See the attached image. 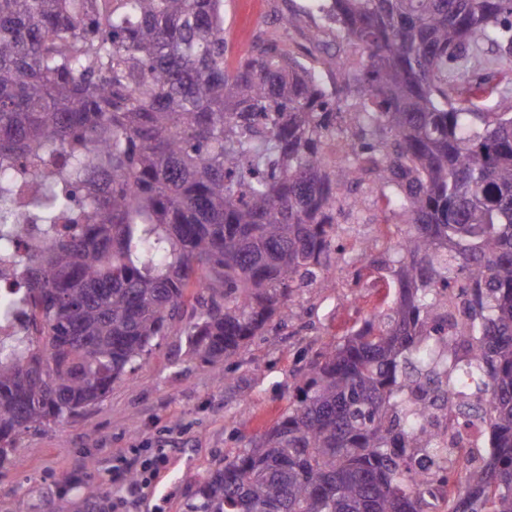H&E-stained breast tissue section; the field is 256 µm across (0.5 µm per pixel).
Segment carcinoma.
I'll return each mask as SVG.
<instances>
[{"label":"carcinoma","instance_id":"carcinoma-1","mask_svg":"<svg viewBox=\"0 0 512 512\" xmlns=\"http://www.w3.org/2000/svg\"><path fill=\"white\" fill-rule=\"evenodd\" d=\"M309 9L364 48L332 87L271 40L228 66L224 0H0V247L46 232L15 260L24 290L0 294V319H26L0 357V464L102 402L177 322L223 381L297 289L335 287L321 271L367 170L408 227L395 298L317 354L302 397L188 512H430L417 462L457 472L444 512H512V112L472 111L497 85L448 77L484 44L509 59L512 0ZM338 120L352 141L332 164ZM440 398L487 421L489 455L439 447L424 417Z\"/></svg>","mask_w":512,"mask_h":512}]
</instances>
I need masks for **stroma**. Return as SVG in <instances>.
I'll list each match as a JSON object with an SVG mask.
<instances>
[{"label": "stroma", "instance_id": "obj_1", "mask_svg": "<svg viewBox=\"0 0 512 512\" xmlns=\"http://www.w3.org/2000/svg\"><path fill=\"white\" fill-rule=\"evenodd\" d=\"M309 0H224L227 64L260 39L278 41L316 69L326 85L337 83L347 58L360 46L323 29ZM301 16L292 27L289 17ZM472 78L488 77L498 93L476 100L479 112H512V76L503 74L495 46L480 50ZM377 182L366 181L361 211L337 229L349 241L373 243L375 254L395 252L387 227L397 223L398 202L376 205ZM352 251L335 255L327 270L335 287L300 288L287 322H273L223 362L216 381L209 365L187 355L182 325L159 340L140 366L112 386L102 403L81 416L31 430L0 465V512H97L104 497L117 495L112 465L164 455L154 495L133 512H187L197 483L263 433L297 399L314 355L346 330L361 326L384 293L386 272L356 279ZM100 495L92 497L88 486Z\"/></svg>", "mask_w": 512, "mask_h": 512}]
</instances>
